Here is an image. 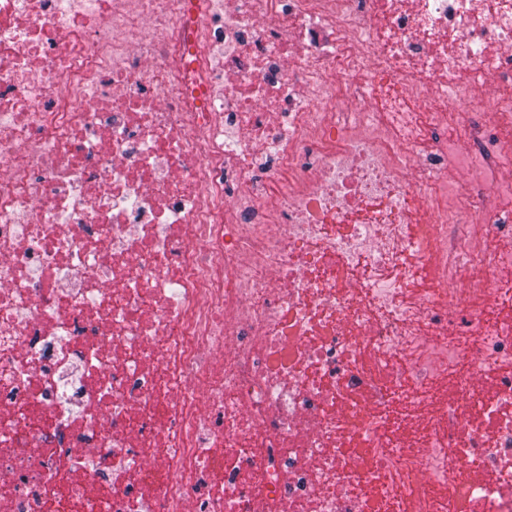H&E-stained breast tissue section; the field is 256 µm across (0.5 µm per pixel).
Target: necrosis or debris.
I'll return each mask as SVG.
<instances>
[{
  "label": "necrosis or debris",
  "mask_w": 512,
  "mask_h": 512,
  "mask_svg": "<svg viewBox=\"0 0 512 512\" xmlns=\"http://www.w3.org/2000/svg\"><path fill=\"white\" fill-rule=\"evenodd\" d=\"M510 195L512 0H0V512H512Z\"/></svg>",
  "instance_id": "4bbe7bcc"
}]
</instances>
